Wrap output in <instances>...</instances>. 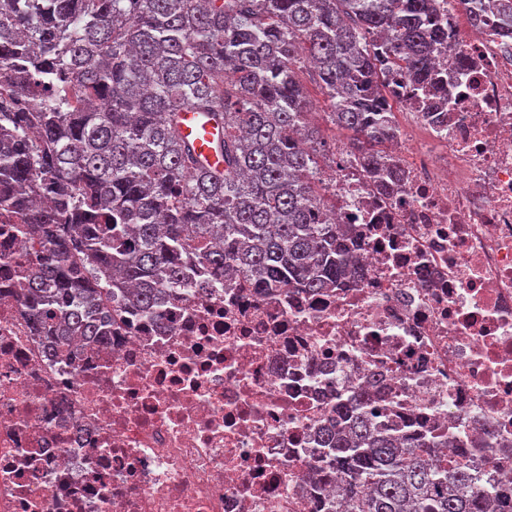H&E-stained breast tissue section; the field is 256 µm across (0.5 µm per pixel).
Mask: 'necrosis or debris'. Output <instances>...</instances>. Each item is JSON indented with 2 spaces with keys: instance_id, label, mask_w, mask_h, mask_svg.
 I'll return each mask as SVG.
<instances>
[{
  "instance_id": "4bbe7bcc",
  "label": "necrosis or debris",
  "mask_w": 512,
  "mask_h": 512,
  "mask_svg": "<svg viewBox=\"0 0 512 512\" xmlns=\"http://www.w3.org/2000/svg\"><path fill=\"white\" fill-rule=\"evenodd\" d=\"M497 17L456 34L448 105L423 116L404 73L380 189L337 146L334 223L358 274L312 295L238 275L120 317L79 361L47 354L17 290L36 242L0 226V512H312L315 433L369 392L396 434L467 449L512 482V38Z\"/></svg>"
}]
</instances>
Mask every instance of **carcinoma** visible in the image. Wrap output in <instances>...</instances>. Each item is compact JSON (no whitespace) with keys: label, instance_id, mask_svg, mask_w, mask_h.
I'll return each mask as SVG.
<instances>
[{"label":"carcinoma","instance_id":"carcinoma-1","mask_svg":"<svg viewBox=\"0 0 512 512\" xmlns=\"http://www.w3.org/2000/svg\"><path fill=\"white\" fill-rule=\"evenodd\" d=\"M471 24L512 25V0H448ZM450 32L435 0H0V217L43 244L22 302L52 355L112 342L124 314L198 274L316 294L349 278L361 243L325 209L322 137L298 76L312 60L324 116L365 176L392 175L384 75L435 84ZM184 110L224 126V168L198 164ZM363 393L318 428L315 512H512V487L478 483L448 450L378 425Z\"/></svg>","mask_w":512,"mask_h":512}]
</instances>
